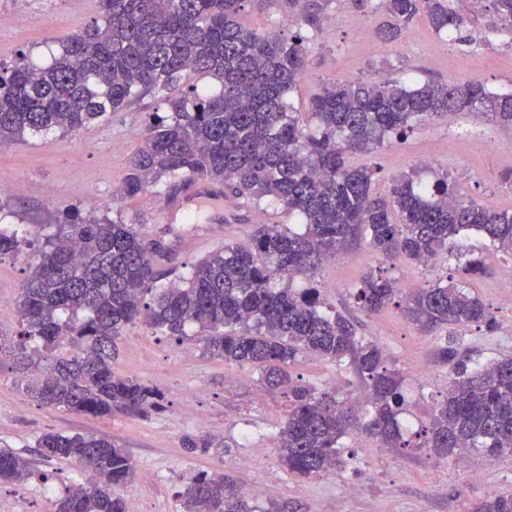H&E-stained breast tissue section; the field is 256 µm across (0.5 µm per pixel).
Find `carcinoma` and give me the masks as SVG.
Listing matches in <instances>:
<instances>
[{"label": "carcinoma", "instance_id": "obj_1", "mask_svg": "<svg viewBox=\"0 0 512 512\" xmlns=\"http://www.w3.org/2000/svg\"><path fill=\"white\" fill-rule=\"evenodd\" d=\"M288 4L299 30L270 35L240 22L246 7ZM329 0H101V15L62 45L51 64L26 62L0 75V145L27 132L74 131L120 111L137 93L166 91L168 115L146 128L144 145L120 186L125 200L163 181L169 192L199 180L224 185L257 207L268 197L304 230L254 224L242 244L199 260L189 277L166 285L156 270L170 259L142 224L96 219L55 225L35 237L39 261L17 301L21 331L0 335V355L13 359L27 391L42 404L77 415L147 417L163 406L155 386L118 373L117 341L137 322L225 362L260 371L262 381L288 398L276 436L279 461L301 478L336 473L344 465V436L361 432L386 448H409L401 416L403 376L383 348L360 334L357 321L327 306L320 290L293 287L314 278L328 260L364 239L381 262L405 258L420 265L439 254L464 259L458 280H437L402 294L383 270L367 272L353 297L366 312L390 305L428 332L475 324L491 332L496 317L464 282L489 274L461 236L474 232L512 255V208L488 209L462 194L448 175L432 185L402 174L388 194L372 191L375 170L352 167L346 156L402 141L428 116L469 112L512 127V91L480 81L407 86L383 77L336 81L292 112L285 95L311 64L310 38L300 28H323ZM496 24L512 29V0H490ZM387 20L383 42L399 39L417 18L460 45L474 43L469 20L453 0H380ZM221 85L213 95L186 83L188 73ZM195 324L190 336L186 326ZM313 355L349 360L370 395L360 417L339 391L292 382L288 369ZM438 358L453 377L436 403L417 447L447 457L484 451L512 456V357L471 366L453 336ZM190 453L224 454L238 444L205 432L184 437ZM38 454L66 460L86 474L55 502L54 512H128L124 494L135 475L125 449L93 435L51 431ZM42 483L25 456L0 451V482ZM224 473H201L177 492L180 512H302L292 502L266 506L235 492ZM470 512H512V494H492Z\"/></svg>", "mask_w": 512, "mask_h": 512}]
</instances>
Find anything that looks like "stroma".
<instances>
[{"label": "stroma", "instance_id": "stroma-1", "mask_svg": "<svg viewBox=\"0 0 512 512\" xmlns=\"http://www.w3.org/2000/svg\"><path fill=\"white\" fill-rule=\"evenodd\" d=\"M379 0H329L325 13L332 26L314 36L313 62L296 89L287 96L298 111L335 80L369 79L382 69L401 82L477 79L497 92L512 90V34L492 36L478 73L465 70L466 52L446 46L443 36L424 19L411 29L422 49L412 52L404 41L386 44L381 55L369 54L366 43L383 21ZM17 13L20 26L0 31V71L22 60L45 65L59 44L79 34L100 13L99 0H0ZM362 18L356 26L354 18ZM164 96L150 93L133 99L122 111L75 131L28 134L23 140L0 146V184H20L17 192L0 194V230L26 238L32 228L48 234L69 217L112 220L123 218L144 225L154 237L172 244L171 260L160 262L173 277L188 275L192 264L221 249L227 242L246 241L253 225L282 218V209L265 202L263 210L242 208L225 196L207 224H186L166 208L164 186L114 202L112 189L120 185L143 145V132L155 115L165 113ZM469 114L422 121L405 141L386 144L367 154L349 156L351 165L376 171L375 190L385 193L394 176L409 174L430 183L448 176L462 191L485 207H512V185L501 179L502 166L495 148L479 154L449 151V142L468 141L472 128L495 139L497 146L512 144V128L487 121L471 126ZM429 151L432 161L421 165L418 156ZM488 275L469 281L497 317V328L478 326L453 329L462 348L486 361L512 356V308L500 300L501 271L512 263L507 254L488 251ZM36 262L33 248L0 256V333L20 331L17 300ZM379 266L377 256L364 245L351 249L318 270L316 284L322 297L360 324L362 335L375 340L391 365L406 370L409 360L424 359L427 374L421 380L405 378L408 417L414 426L428 424L433 407L446 393L450 365L437 356L441 333H426L408 321L396 306L366 313L351 296L368 269ZM115 366L120 374L157 386L164 395L161 411L144 418L116 413L106 417L68 414L33 400L10 360H0V449L27 456L37 469L51 473L49 485H0V512H54V503L66 487L84 482L85 475L64 461H46L36 450L38 438L48 431L104 437L123 447L133 459L137 476L126 488L129 512H176V493L187 477L201 472H224L239 485L252 488L253 498L265 503L262 486L268 478L278 483L277 499L301 502L307 512H467L469 503L491 494L512 493V457L491 458L465 453L466 469L452 459L424 448H385L372 438L353 434L343 440L344 466L333 474L299 478L288 474L278 460L275 436L288 403L278 390L266 387L258 370L228 364L201 347L182 345L141 324L130 325L120 341ZM294 380L323 389L338 386L342 394L362 392L363 386L349 363L337 364L314 356L290 367ZM207 430L237 440L230 455L195 453L182 445L185 435ZM361 486L348 495L350 482Z\"/></svg>", "mask_w": 512, "mask_h": 512}]
</instances>
